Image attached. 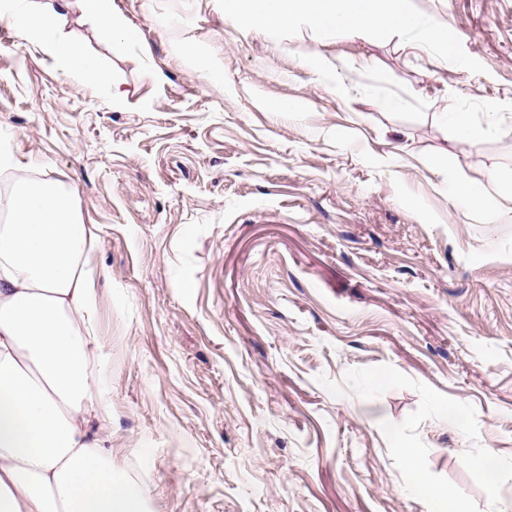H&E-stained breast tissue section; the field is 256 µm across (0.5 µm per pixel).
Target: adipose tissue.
<instances>
[{"instance_id": "adipose-tissue-1", "label": "adipose tissue", "mask_w": 512, "mask_h": 512, "mask_svg": "<svg viewBox=\"0 0 512 512\" xmlns=\"http://www.w3.org/2000/svg\"><path fill=\"white\" fill-rule=\"evenodd\" d=\"M79 4L112 51L138 37L113 0H0V24L77 80L123 96L56 22ZM224 17L276 31L296 21L385 39L419 25L408 0H224ZM14 185L0 225V512H149L146 488L112 467V408L94 353L92 234L73 193L33 179L0 151Z\"/></svg>"}]
</instances>
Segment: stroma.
Segmentation results:
<instances>
[{
    "label": "stroma",
    "mask_w": 512,
    "mask_h": 512,
    "mask_svg": "<svg viewBox=\"0 0 512 512\" xmlns=\"http://www.w3.org/2000/svg\"><path fill=\"white\" fill-rule=\"evenodd\" d=\"M116 4L121 52L61 27L118 103L0 25V144L93 233L114 467L151 512H512V0H410L448 52Z\"/></svg>",
    "instance_id": "1"
}]
</instances>
